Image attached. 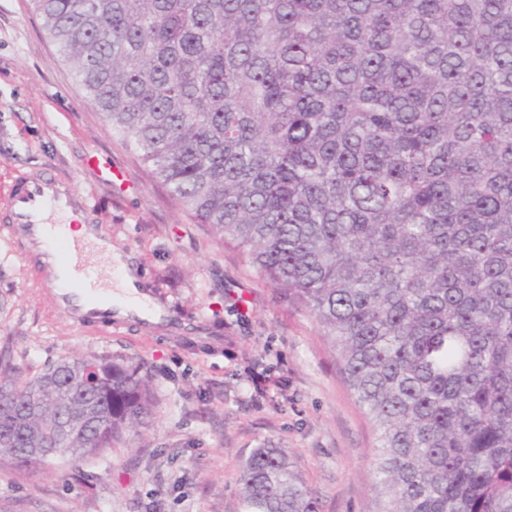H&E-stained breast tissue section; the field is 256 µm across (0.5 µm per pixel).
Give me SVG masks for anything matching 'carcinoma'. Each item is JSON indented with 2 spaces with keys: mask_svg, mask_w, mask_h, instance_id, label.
Returning <instances> with one entry per match:
<instances>
[{
  "mask_svg": "<svg viewBox=\"0 0 512 512\" xmlns=\"http://www.w3.org/2000/svg\"><path fill=\"white\" fill-rule=\"evenodd\" d=\"M31 2L178 204L314 315L379 433L376 512H512V0ZM153 407L138 364L0 358V460L79 471ZM240 482L243 512H319L283 448Z\"/></svg>",
  "mask_w": 512,
  "mask_h": 512,
  "instance_id": "carcinoma-1",
  "label": "carcinoma"
}]
</instances>
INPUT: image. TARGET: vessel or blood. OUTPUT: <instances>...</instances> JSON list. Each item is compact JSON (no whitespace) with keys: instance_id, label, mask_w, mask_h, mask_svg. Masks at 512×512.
Listing matches in <instances>:
<instances>
[{"instance_id":"vessel-or-blood-1","label":"vessel or blood","mask_w":512,"mask_h":512,"mask_svg":"<svg viewBox=\"0 0 512 512\" xmlns=\"http://www.w3.org/2000/svg\"><path fill=\"white\" fill-rule=\"evenodd\" d=\"M75 217L84 224L91 245L111 250L112 239L103 232L88 199L55 176L18 175L0 207V222L11 225L28 244L29 260L56 291V307L72 320L89 325L128 316L161 318V311L152 306L102 288L95 266L72 260L77 245L70 241L68 228Z\"/></svg>"}]
</instances>
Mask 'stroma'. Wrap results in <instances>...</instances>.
<instances>
[{
  "instance_id": "1",
  "label": "stroma",
  "mask_w": 512,
  "mask_h": 512,
  "mask_svg": "<svg viewBox=\"0 0 512 512\" xmlns=\"http://www.w3.org/2000/svg\"><path fill=\"white\" fill-rule=\"evenodd\" d=\"M89 154L119 171L114 185L83 167ZM22 172L65 178L90 200L164 318L74 324L0 223V351L31 377L72 355L138 363L155 403L81 472L59 458L0 461V512H241L242 464L268 445L297 461L320 512H375L378 433L315 319L113 134L29 0H0V202Z\"/></svg>"
}]
</instances>
